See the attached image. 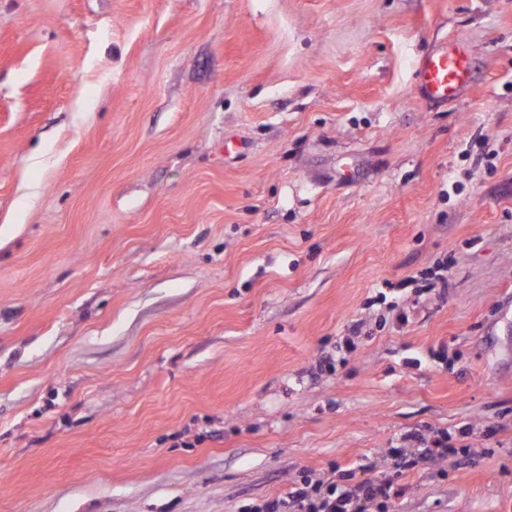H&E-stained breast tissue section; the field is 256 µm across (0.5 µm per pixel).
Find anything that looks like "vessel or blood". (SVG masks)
I'll use <instances>...</instances> for the list:
<instances>
[{
    "mask_svg": "<svg viewBox=\"0 0 512 512\" xmlns=\"http://www.w3.org/2000/svg\"><path fill=\"white\" fill-rule=\"evenodd\" d=\"M470 62L464 39H457L452 47L430 52L417 64L419 88L433 100L455 98L469 79Z\"/></svg>",
    "mask_w": 512,
    "mask_h": 512,
    "instance_id": "1",
    "label": "vessel or blood"
}]
</instances>
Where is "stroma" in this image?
<instances>
[{
    "instance_id": "obj_1",
    "label": "stroma",
    "mask_w": 512,
    "mask_h": 512,
    "mask_svg": "<svg viewBox=\"0 0 512 512\" xmlns=\"http://www.w3.org/2000/svg\"><path fill=\"white\" fill-rule=\"evenodd\" d=\"M411 433L390 512H512V0H0V512H240ZM469 69L465 40L458 38L452 47L430 52L419 59V88L426 98L448 101L466 86ZM409 441L414 442V444L402 446L404 448H391L389 451V456L397 468L411 469L416 466L418 459H433L437 456H445L448 453V448H431L429 442L423 437L411 436Z\"/></svg>"
}]
</instances>
